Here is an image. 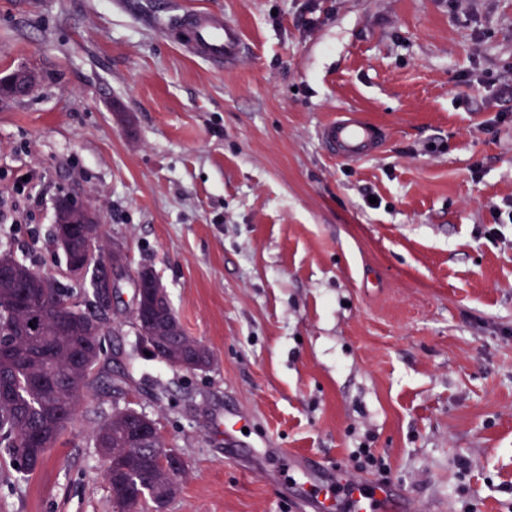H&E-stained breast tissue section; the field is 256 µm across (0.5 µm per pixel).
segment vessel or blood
<instances>
[{
  "label": "vessel or blood",
  "instance_id": "1",
  "mask_svg": "<svg viewBox=\"0 0 512 512\" xmlns=\"http://www.w3.org/2000/svg\"><path fill=\"white\" fill-rule=\"evenodd\" d=\"M195 56L214 66H233L246 50L238 29L212 14L192 16ZM320 138L336 158L354 162L381 151L387 131L380 124L356 111H341L325 122ZM300 500L311 512H403L405 507L392 485L354 480L349 495L339 491L303 489Z\"/></svg>",
  "mask_w": 512,
  "mask_h": 512
}]
</instances>
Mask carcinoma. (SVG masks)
Segmentation results:
<instances>
[{
    "label": "carcinoma",
    "instance_id": "1",
    "mask_svg": "<svg viewBox=\"0 0 512 512\" xmlns=\"http://www.w3.org/2000/svg\"><path fill=\"white\" fill-rule=\"evenodd\" d=\"M81 228L71 230L65 251L67 263L86 262L85 272L92 297L102 287L101 266L108 257V243L99 240L90 259L83 254ZM75 289L59 285L37 294L13 289V296L0 298V447L19 468L34 471L72 425L82 402L70 400L69 378L75 353L98 343L72 328V310L63 302ZM151 357L171 367L175 354L197 344L188 336H170L164 346L141 340ZM104 349L94 352L85 365L83 395L103 383L101 362ZM94 444L106 467L104 478L117 512H160L171 500L166 489L180 484L186 468L172 470L174 449L158 440L151 448H140L132 440L130 424L102 417L92 432Z\"/></svg>",
    "mask_w": 512,
    "mask_h": 512
}]
</instances>
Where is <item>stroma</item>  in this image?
<instances>
[{"instance_id": "obj_1", "label": "stroma", "mask_w": 512, "mask_h": 512, "mask_svg": "<svg viewBox=\"0 0 512 512\" xmlns=\"http://www.w3.org/2000/svg\"><path fill=\"white\" fill-rule=\"evenodd\" d=\"M199 10L242 31L236 66L187 51ZM22 67L0 254L69 286L71 195L129 264L102 361L121 391L33 473L0 454V512H115L92 431L116 407L189 465L164 512H300L294 456L332 471L361 446L418 512H512V0H0V78ZM343 110L387 128L379 153H329ZM145 267L210 369L141 353ZM62 216L59 219V224H87L96 228L97 231L93 234H97L102 231L103 221L99 212L94 209L85 200L77 197H69L61 207Z\"/></svg>"}]
</instances>
